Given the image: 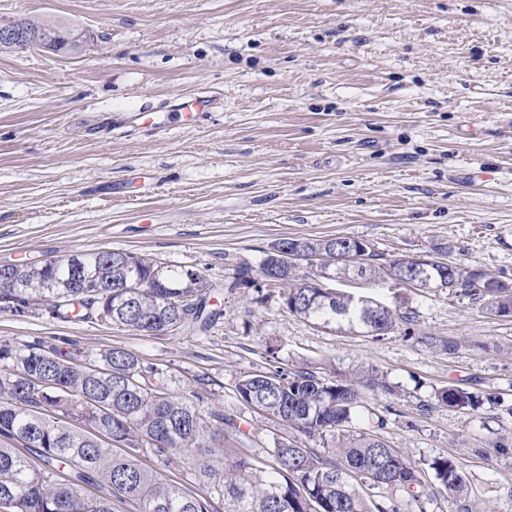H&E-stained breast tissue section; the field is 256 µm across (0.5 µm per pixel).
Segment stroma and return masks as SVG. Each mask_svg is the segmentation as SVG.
Instances as JSON below:
<instances>
[{
    "label": "stroma",
    "instance_id": "1",
    "mask_svg": "<svg viewBox=\"0 0 512 512\" xmlns=\"http://www.w3.org/2000/svg\"><path fill=\"white\" fill-rule=\"evenodd\" d=\"M20 18L93 39L75 55L0 50V262L124 250L217 284L246 263L268 299L221 292L205 336L0 312V341L121 347L178 385L203 377L250 432L230 451L263 469L294 431L237 400L241 375L375 372L394 389L366 396L384 442L454 457L474 512H512V315L341 281L409 314L384 336L344 334L289 314L259 270L276 240L344 237L512 281V0H0V21ZM195 92L215 105L192 126L137 124ZM449 384L499 403L436 405Z\"/></svg>",
    "mask_w": 512,
    "mask_h": 512
}]
</instances>
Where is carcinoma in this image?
<instances>
[{
    "label": "carcinoma",
    "instance_id": "1",
    "mask_svg": "<svg viewBox=\"0 0 512 512\" xmlns=\"http://www.w3.org/2000/svg\"><path fill=\"white\" fill-rule=\"evenodd\" d=\"M21 26L36 47L69 54L83 50L87 34L61 20L22 18L0 25ZM284 244L305 257H333L325 271L337 280L368 283L395 273L413 288L460 289L485 301L497 316L512 314V283L479 267L443 261H381L363 241L334 238H286L273 243L260 265L265 281L283 286V305L317 326L341 332L381 335L407 313L375 301L354 300L335 288H314L318 271L300 275L274 249ZM362 257L346 263L341 256ZM215 288L198 269L168 265L134 252L93 251L49 259L28 267L3 266L0 311L25 313L30 302L50 291L67 303L47 307L65 322L118 325L147 336L192 332L207 334L224 316L211 304ZM96 366L90 370L85 363ZM392 394L391 386L366 371L353 377L324 375L309 369L277 367L247 372L235 384L237 399L260 408L263 417L283 422L300 434L330 442L324 452L296 440H274L276 468L265 472L245 456L218 458L214 446L249 438L241 419L224 412L204 388V379L180 389L169 372L144 362L120 347L86 351L72 340L0 343V507L6 512H113L114 501L128 499L139 512H210L212 500L224 501V512H426L432 492L422 478L430 469L456 512H472V488L458 463L435 457L416 464L389 447L372 429L350 431L363 402L361 387ZM438 404L477 409L496 404L450 384L435 393ZM108 403L104 414L85 399ZM106 429L125 448L116 456L96 445L88 430ZM27 442L28 454L13 444ZM150 454L156 468L147 470L139 457ZM189 464L201 492L188 493L163 478L162 471ZM107 492L88 499L80 487ZM402 492L406 508L392 497Z\"/></svg>",
    "mask_w": 512,
    "mask_h": 512
}]
</instances>
